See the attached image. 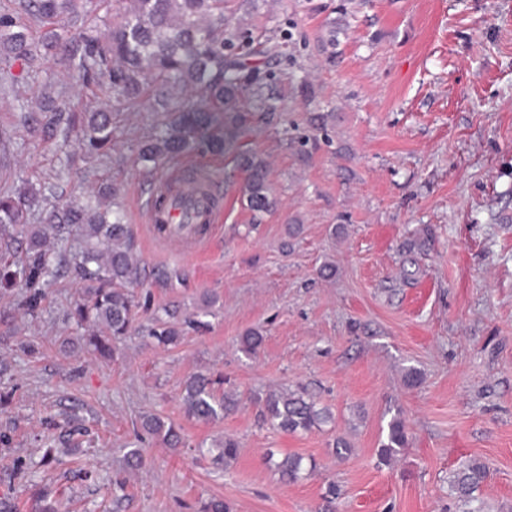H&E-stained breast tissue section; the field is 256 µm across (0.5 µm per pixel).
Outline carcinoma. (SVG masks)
Wrapping results in <instances>:
<instances>
[{"label": "carcinoma", "instance_id": "cac0c4a2", "mask_svg": "<svg viewBox=\"0 0 512 512\" xmlns=\"http://www.w3.org/2000/svg\"><path fill=\"white\" fill-rule=\"evenodd\" d=\"M230 0H97L94 9L103 12L95 20L106 32L89 26L71 29L78 14L77 0H22L29 18L48 27L46 46L62 56L70 76L79 83L93 85L116 101L138 99L174 88L200 92L199 100H176L162 131L148 137L139 147V158L157 163L181 155L204 143L214 153H227L235 147L241 102L249 91L267 112L276 111L265 96L257 72L239 57L226 53L236 28L226 16ZM27 27L0 15V45L18 58L35 54L26 34ZM79 133L82 144L104 156L112 147L115 127L112 113L104 110L70 112L66 133ZM239 166L246 172L243 187L247 207L253 213H267L277 205L269 180L266 160L255 152H240ZM50 204L48 196L37 199L18 189L0 193V234H16L28 241L25 259L13 270H1L0 281L20 291V306L34 315L45 299L40 287L58 272L61 254L46 246V229L61 236L72 230L82 239V251L74 263L76 276L86 283L70 309V319L82 330L84 344L103 359L116 355L115 342L134 330L141 304L133 288L141 282V263L131 248L130 230L123 212L101 205L64 204L49 214V226L26 223V216L39 202ZM180 306L164 310L154 319L149 336L167 348L181 340L179 322L205 328L197 317L179 319ZM263 336L257 330L245 331L241 344L255 353ZM224 379L192 374L184 382L183 410L187 418L213 422L224 418L230 398L224 396ZM262 412L273 428L287 432H309L331 422L330 413L317 407L301 387L284 388L266 395ZM142 427L162 438L169 448L182 444L180 429L149 414ZM408 443L404 420L396 416L388 426L379 450V463L388 465ZM128 469L139 471L146 465L143 450L133 445L126 453ZM316 462L286 455L274 462L279 479L295 482ZM487 477L485 463L475 459L462 462L451 474L450 493L471 505L468 512H483L478 494ZM37 512H61V503L45 488L33 482Z\"/></svg>", "mask_w": 512, "mask_h": 512}]
</instances>
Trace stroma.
I'll return each mask as SVG.
<instances>
[{
  "instance_id": "1",
  "label": "stroma",
  "mask_w": 512,
  "mask_h": 512,
  "mask_svg": "<svg viewBox=\"0 0 512 512\" xmlns=\"http://www.w3.org/2000/svg\"><path fill=\"white\" fill-rule=\"evenodd\" d=\"M251 65L278 110L245 100L236 152L200 147L150 170L138 157L160 131L151 101L93 97L61 57L27 63L0 50V191L29 182L64 203L123 187L132 247L145 269L136 294L150 313L216 304L208 329L185 328L162 348L119 342L110 361L81 350L68 312L81 281L76 239L37 316L0 289V512H35L28 474L67 512H199L220 497L231 512H462L448 479L459 462L488 467L485 512H512V0H234ZM112 111L108 156H89L46 123L60 107ZM262 155L278 209L254 220L237 151ZM211 175L224 218L192 247L144 221L141 197L172 168ZM300 232L289 236V225ZM335 273L324 278L323 265ZM168 271L170 279L160 278ZM261 331L257 354L243 333ZM421 380L407 386L406 374ZM193 373L220 374L235 406L188 420ZM306 387L333 425L286 434L265 424L259 397ZM146 414L179 426L171 449L140 427ZM409 444L388 466L379 449L394 415ZM86 428L76 451L48 467L61 423ZM231 437L235 461L199 446ZM350 451L337 457L336 438ZM140 441L147 466L126 468ZM299 454L317 468L280 481L269 458ZM98 469L97 487L79 470ZM122 479L121 491L107 482Z\"/></svg>"
}]
</instances>
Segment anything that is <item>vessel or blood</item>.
Masks as SVG:
<instances>
[{
    "mask_svg": "<svg viewBox=\"0 0 512 512\" xmlns=\"http://www.w3.org/2000/svg\"><path fill=\"white\" fill-rule=\"evenodd\" d=\"M223 211V206L213 204L207 195L188 191L175 195L171 208L166 212H157L150 201L144 207L147 223L174 233L176 241L185 246L199 241L198 225L218 223Z\"/></svg>",
    "mask_w": 512,
    "mask_h": 512,
    "instance_id": "vessel-or-blood-1",
    "label": "vessel or blood"
}]
</instances>
